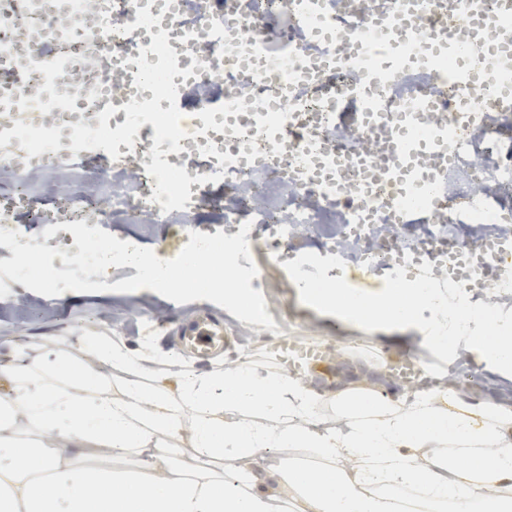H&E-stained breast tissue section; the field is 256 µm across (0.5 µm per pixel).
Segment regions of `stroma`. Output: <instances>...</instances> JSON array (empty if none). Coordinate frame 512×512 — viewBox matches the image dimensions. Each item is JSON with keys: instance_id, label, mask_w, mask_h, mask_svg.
Masks as SVG:
<instances>
[{"instance_id": "1", "label": "stroma", "mask_w": 512, "mask_h": 512, "mask_svg": "<svg viewBox=\"0 0 512 512\" xmlns=\"http://www.w3.org/2000/svg\"><path fill=\"white\" fill-rule=\"evenodd\" d=\"M106 230L120 239H134L139 246L168 260L178 256L190 240L187 229L168 224H137L123 216L114 217ZM316 247V240L301 237L291 246L273 253L265 240L256 242L251 250L258 268L254 287L262 292L266 311L275 327L270 330L226 315L227 333L240 340L235 360L274 369L275 364L267 352L282 335L324 347L337 346L345 359L331 362L328 382L320 388L326 397L356 381L359 371L369 363L387 366L395 360L411 358L424 366H442L443 361L436 351L422 348L415 342L416 323L394 329L370 328L339 321L330 310L306 300L297 286L291 259ZM193 310V303L178 304L149 289L132 293L67 291L46 297L20 286L0 299V365L17 361L21 346L29 343L51 348L63 337L108 336L116 328L120 329L126 345L137 351L144 346L142 328L150 323L154 326V335L149 348L159 362L154 382L172 392L178 387V379L165 367L173 356L165 333L172 323L189 319Z\"/></svg>"}]
</instances>
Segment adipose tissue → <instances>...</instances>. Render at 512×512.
I'll return each mask as SVG.
<instances>
[{
	"mask_svg": "<svg viewBox=\"0 0 512 512\" xmlns=\"http://www.w3.org/2000/svg\"><path fill=\"white\" fill-rule=\"evenodd\" d=\"M305 292L348 322L421 318L419 346L512 378V315L496 302L413 280ZM155 365L117 335L22 347L0 368L12 386L0 398V512H512V407L468 402L449 371L429 393L391 395L383 368L366 366L369 390H338L327 413L309 376L172 360L171 394L153 386ZM182 435L188 461L167 446ZM259 461L274 488L260 489Z\"/></svg>",
	"mask_w": 512,
	"mask_h": 512,
	"instance_id": "obj_1",
	"label": "adipose tissue"
}]
</instances>
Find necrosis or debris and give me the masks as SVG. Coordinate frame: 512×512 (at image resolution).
Masks as SVG:
<instances>
[{"label": "necrosis or debris", "mask_w": 512, "mask_h": 512, "mask_svg": "<svg viewBox=\"0 0 512 512\" xmlns=\"http://www.w3.org/2000/svg\"><path fill=\"white\" fill-rule=\"evenodd\" d=\"M41 39L20 43L35 22L23 0H0V85L65 96V108L0 115V229L19 219L94 227L126 213L150 224H188L216 185L224 221L268 229L270 250L310 233L324 218L336 229L325 251L296 257L311 283L336 263L400 279L408 268L451 271L458 300L485 288L512 297V113L491 109L512 88V10L477 0L482 67L436 47L435 32L464 18L465 0H173L166 19L139 0H62ZM363 29L364 42L339 40ZM70 55L73 71L53 77L43 41ZM364 109L350 96L369 68ZM415 147L401 182L382 185L390 163L380 130ZM112 143L107 191L87 180L59 190L51 205L30 180L56 171L91 138ZM449 145L431 155L435 138ZM484 267L466 271L470 257Z\"/></svg>", "instance_id": "obj_1"}]
</instances>
